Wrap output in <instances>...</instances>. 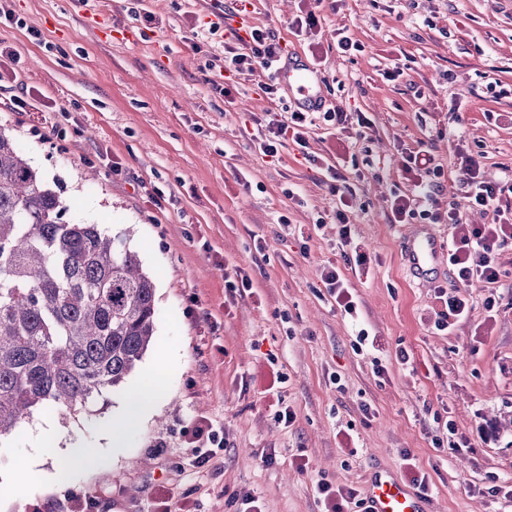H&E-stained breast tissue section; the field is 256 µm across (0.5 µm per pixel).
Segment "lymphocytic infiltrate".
<instances>
[{
	"label": "lymphocytic infiltrate",
	"instance_id": "obj_1",
	"mask_svg": "<svg viewBox=\"0 0 512 512\" xmlns=\"http://www.w3.org/2000/svg\"><path fill=\"white\" fill-rule=\"evenodd\" d=\"M285 50V45L272 32L257 26L250 27L248 41L235 36L228 38L220 66L223 82L217 87L225 102H232V91L238 80L259 70L275 72ZM312 123L309 113L292 111L287 117L260 125L254 136L255 144L260 154L270 158L276 157L279 146L288 140L306 147V135ZM457 161L459 194L441 212L437 209L443 191L439 166L428 151L402 153L400 164L413 173V188L409 194L394 196L390 203L392 218L401 223L419 215L436 224L450 225L448 261L456 280L462 284L475 279L495 284L500 279V252L512 243V206L507 203L512 196V177L501 183L486 181L479 162L463 150L458 151ZM467 209L492 212V223H465L463 212Z\"/></svg>",
	"mask_w": 512,
	"mask_h": 512
}]
</instances>
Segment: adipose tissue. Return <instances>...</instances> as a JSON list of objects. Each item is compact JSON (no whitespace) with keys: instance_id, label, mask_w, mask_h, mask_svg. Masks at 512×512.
I'll return each mask as SVG.
<instances>
[{"instance_id":"obj_1","label":"adipose tissue","mask_w":512,"mask_h":512,"mask_svg":"<svg viewBox=\"0 0 512 512\" xmlns=\"http://www.w3.org/2000/svg\"><path fill=\"white\" fill-rule=\"evenodd\" d=\"M161 399L153 378H146L142 387L124 396L119 414L100 429L101 444L90 446L79 441L69 444L66 460L72 466H90L106 454L120 453L127 435L142 420L151 416Z\"/></svg>"}]
</instances>
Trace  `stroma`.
Instances as JSON below:
<instances>
[{"mask_svg": "<svg viewBox=\"0 0 512 512\" xmlns=\"http://www.w3.org/2000/svg\"><path fill=\"white\" fill-rule=\"evenodd\" d=\"M234 6L0 0V126L67 218L131 230L157 312L153 342L121 388L65 415L38 411L0 442L1 470L17 456L43 459L41 472L23 476L24 496L0 486V512L86 502L89 512H237L244 491L261 512H323L318 480L362 494L376 471L407 483L425 473L429 512H512V245L495 288L459 284L445 261L421 282L402 246L424 220L395 224L389 210L412 187L398 157L422 142L443 171L440 208L458 188L455 147L488 179L512 172V0H251L252 24L316 58L331 103L372 121L362 140L317 120L306 149L285 142L273 163L244 121L288 115L291 92L267 99L260 70L228 104L209 66L224 35L208 23ZM310 10L317 27L296 35L294 18ZM97 15L110 21V41L98 37ZM131 28L139 41L126 39ZM340 29L358 51L341 52ZM396 64L403 77L385 80ZM17 97L27 111L13 110ZM328 164L346 168L356 192L352 242L367 262L341 267L361 310L356 324L321 281L340 258ZM295 187L298 202L288 197ZM236 267L250 287L226 288L224 273ZM446 294L466 296L470 309L440 330ZM362 328L377 343L359 353ZM400 349L407 364L395 359ZM149 370L165 399L124 452L49 481L66 445L96 443ZM282 405L295 413L290 424L274 418ZM202 418L224 445L196 468L188 432ZM47 422L52 445L39 435ZM450 423L467 447H450Z\"/></svg>", "mask_w": 512, "mask_h": 512, "instance_id": "35a3bbf8", "label": "stroma"}]
</instances>
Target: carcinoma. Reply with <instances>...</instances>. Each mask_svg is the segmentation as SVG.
Listing matches in <instances>:
<instances>
[{"mask_svg": "<svg viewBox=\"0 0 512 512\" xmlns=\"http://www.w3.org/2000/svg\"><path fill=\"white\" fill-rule=\"evenodd\" d=\"M66 212L0 129V439L36 409L119 387L154 336L155 284L130 232Z\"/></svg>", "mask_w": 512, "mask_h": 512, "instance_id": "carcinoma-1", "label": "carcinoma"}]
</instances>
